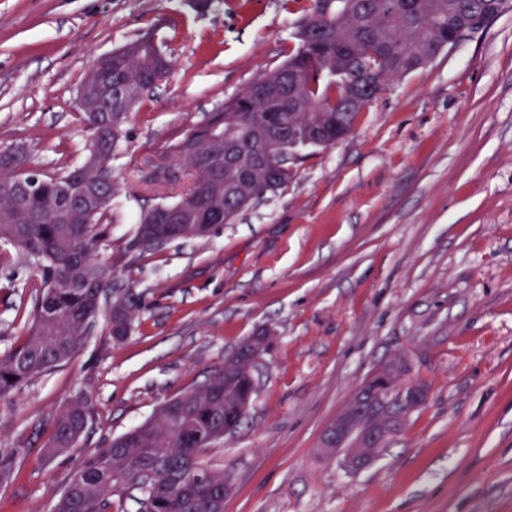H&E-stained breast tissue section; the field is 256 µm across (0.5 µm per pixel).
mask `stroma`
Here are the masks:
<instances>
[{"label": "stroma", "mask_w": 512, "mask_h": 512, "mask_svg": "<svg viewBox=\"0 0 512 512\" xmlns=\"http://www.w3.org/2000/svg\"><path fill=\"white\" fill-rule=\"evenodd\" d=\"M298 13L281 0H0V149L49 174L81 163L78 85L98 55L160 24L172 61L112 160L121 183L99 250L142 310L114 344L97 328L67 364L0 401V448L24 444L0 512H49L80 459L202 386L255 336L251 404L202 459L232 489L224 512H512V10L387 81L342 141L301 151L286 187L129 263L139 214L191 180L169 145L279 65ZM39 287L0 261V355L19 344ZM401 356L426 404L367 467L318 450L325 427ZM89 435L46 460L75 395Z\"/></svg>", "instance_id": "obj_1"}]
</instances>
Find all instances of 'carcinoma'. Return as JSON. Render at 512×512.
I'll return each instance as SVG.
<instances>
[{"mask_svg": "<svg viewBox=\"0 0 512 512\" xmlns=\"http://www.w3.org/2000/svg\"><path fill=\"white\" fill-rule=\"evenodd\" d=\"M287 59L264 73L269 94L247 84L224 108L172 145L193 171L190 192L179 207L183 238L196 233L211 215L229 224L255 201L288 184L283 172L305 148L327 147L343 139L360 112L390 79L432 63L448 43L465 40L504 12L509 0H307ZM112 64V99L92 117L79 112L86 132L83 165L38 178V192L0 196V242L11 245L10 259L34 266L40 279L24 339L0 356V400L20 393L35 377L70 360L85 344L98 319L112 340L133 331L142 297L118 284L109 266L97 260L104 241L103 221L120 184L112 176V154L125 137L131 113L124 90L138 89L136 102L169 72L171 62L149 31L98 56L96 69ZM379 70L367 91L364 74ZM218 125L224 147L236 163L207 140L205 128ZM76 183L87 209L77 223L56 219L63 187ZM156 208L145 210L128 251L132 259L156 254L169 243L143 238ZM251 390L248 372L217 370L201 387L161 404L142 424L104 440L86 454L69 476L59 512H213L210 498L224 491V471L202 462L199 432H220L242 394ZM91 409L77 395L51 420L44 445L49 458L75 447L85 434ZM22 448H0V484L17 472ZM135 510H130L129 506Z\"/></svg>", "mask_w": 512, "mask_h": 512, "instance_id": "carcinoma-1", "label": "carcinoma"}]
</instances>
